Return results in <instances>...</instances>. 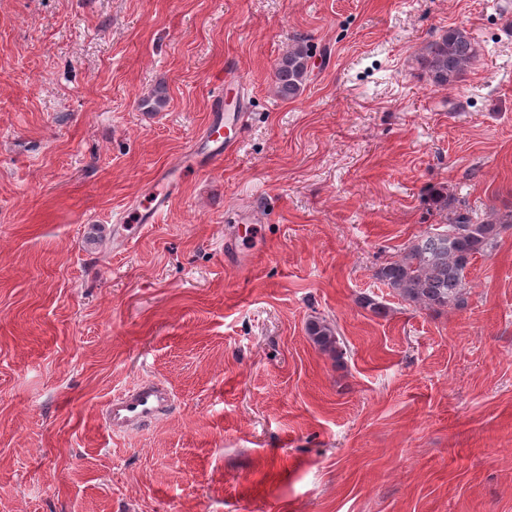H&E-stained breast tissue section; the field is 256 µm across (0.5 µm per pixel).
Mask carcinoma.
<instances>
[{
	"label": "carcinoma",
	"instance_id": "1",
	"mask_svg": "<svg viewBox=\"0 0 512 512\" xmlns=\"http://www.w3.org/2000/svg\"><path fill=\"white\" fill-rule=\"evenodd\" d=\"M475 57L468 33L450 28L428 44L424 66L434 84L447 86L462 78ZM308 75V47L305 39L298 38L274 67L277 93L286 100L298 97ZM511 227L512 211L494 213L477 222L469 210H457L448 218L447 233H427L404 248L397 259L379 267L375 276L405 302L421 309L438 312L461 307L466 302L468 268L477 256L491 254L501 233ZM308 334L321 351L336 359L343 356L336 330L325 320L311 321Z\"/></svg>",
	"mask_w": 512,
	"mask_h": 512
}]
</instances>
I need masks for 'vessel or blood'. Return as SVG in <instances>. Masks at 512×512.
<instances>
[{"instance_id": "vessel-or-blood-1", "label": "vessel or blood", "mask_w": 512, "mask_h": 512, "mask_svg": "<svg viewBox=\"0 0 512 512\" xmlns=\"http://www.w3.org/2000/svg\"><path fill=\"white\" fill-rule=\"evenodd\" d=\"M223 109V94H215L214 116L203 135L204 141L212 146L215 152L221 154L233 152L237 147L235 140L222 135L225 126ZM168 202L166 190L155 191L147 205L135 209L136 223L120 224L119 227L113 228V236L121 242L133 239L139 225L155 223ZM173 405L172 392L161 382L144 380L110 398L102 412V420L111 433H124L163 419L169 415Z\"/></svg>"}]
</instances>
